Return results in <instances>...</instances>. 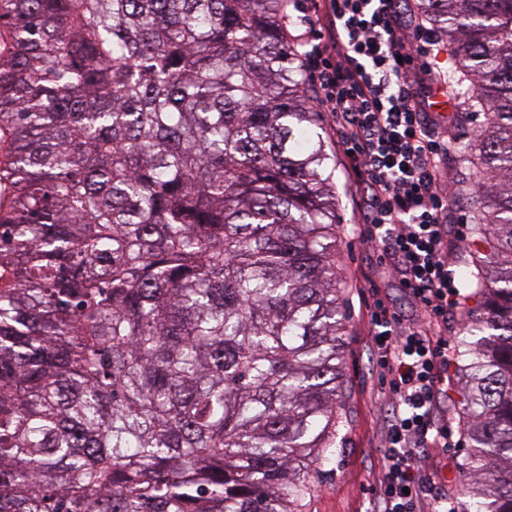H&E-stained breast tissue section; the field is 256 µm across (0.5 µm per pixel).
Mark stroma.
Wrapping results in <instances>:
<instances>
[{"mask_svg": "<svg viewBox=\"0 0 512 512\" xmlns=\"http://www.w3.org/2000/svg\"><path fill=\"white\" fill-rule=\"evenodd\" d=\"M466 86L455 89L453 109L447 125V138L451 151L440 173L448 192V206L459 216V224L453 225L448 252L458 276L457 288H464L465 259L478 257L482 243L472 235L473 208L470 202L457 195L460 178L457 153L458 145L472 139L485 123L483 113L466 111L463 100ZM328 153L332 154L333 181L338 198L336 219L341 247L338 257L349 332L343 339L344 384L334 468L316 481L304 502L303 512H370L374 489L382 474L384 450L382 448L383 413L376 404V375L369 371L367 338V303L371 289H380L389 305L403 317L415 316L410 298L402 290L398 280L387 271V264L379 252L371 249L362 239L353 237L352 226L357 221V200L353 192V177L346 164L343 148L335 133L327 135ZM466 448L442 451L429 449L425 462L429 470H445V480L440 486L443 494L457 498L461 495L463 479L462 462Z\"/></svg>", "mask_w": 512, "mask_h": 512, "instance_id": "obj_1", "label": "stroma"}]
</instances>
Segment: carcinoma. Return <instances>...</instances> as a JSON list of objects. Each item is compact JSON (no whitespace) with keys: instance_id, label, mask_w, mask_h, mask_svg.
<instances>
[{"instance_id":"cac0c4a2","label":"carcinoma","mask_w":512,"mask_h":512,"mask_svg":"<svg viewBox=\"0 0 512 512\" xmlns=\"http://www.w3.org/2000/svg\"><path fill=\"white\" fill-rule=\"evenodd\" d=\"M290 0H0V512H302L343 380ZM417 10L491 111L464 512H512V0Z\"/></svg>"}]
</instances>
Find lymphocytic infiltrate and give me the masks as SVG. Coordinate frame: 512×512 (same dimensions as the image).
Wrapping results in <instances>:
<instances>
[{
  "label": "lymphocytic infiltrate",
  "mask_w": 512,
  "mask_h": 512,
  "mask_svg": "<svg viewBox=\"0 0 512 512\" xmlns=\"http://www.w3.org/2000/svg\"><path fill=\"white\" fill-rule=\"evenodd\" d=\"M296 10L299 26L323 29V44L302 60L349 153L361 198L356 229L388 260L419 313L407 323L382 298L371 305L369 350L392 403L383 431V490L372 512H458L419 470L425 449L455 445L439 405L449 395L453 347L446 331L459 290L440 186L449 148L431 102L446 88L433 77L421 84L414 78L437 41L429 29H410L400 0H309Z\"/></svg>",
  "instance_id": "f902f5d3"
}]
</instances>
